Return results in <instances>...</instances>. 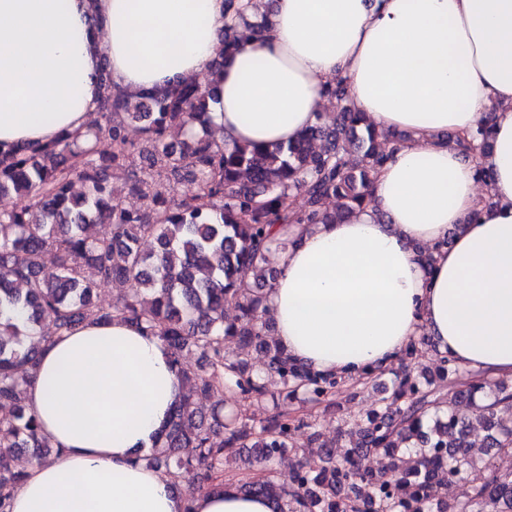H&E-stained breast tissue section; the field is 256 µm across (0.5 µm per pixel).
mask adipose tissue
Listing matches in <instances>:
<instances>
[{
  "label": "adipose tissue",
  "instance_id": "1",
  "mask_svg": "<svg viewBox=\"0 0 512 512\" xmlns=\"http://www.w3.org/2000/svg\"><path fill=\"white\" fill-rule=\"evenodd\" d=\"M223 25L224 0H0V149L86 130L102 69L131 94L209 73ZM210 75L228 146L292 141L339 78L402 137L366 209L273 227L290 244L265 306L288 355L355 380L427 335L457 366L512 378V0H272L267 28ZM481 128L474 163L454 140ZM178 392L163 343L134 325L56 341L27 407L61 453L31 468L12 512H273L232 483L185 499L140 461Z\"/></svg>",
  "mask_w": 512,
  "mask_h": 512
}]
</instances>
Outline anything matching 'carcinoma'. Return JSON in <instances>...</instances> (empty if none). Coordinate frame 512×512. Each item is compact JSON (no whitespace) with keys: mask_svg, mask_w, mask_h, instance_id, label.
Here are the masks:
<instances>
[{"mask_svg":"<svg viewBox=\"0 0 512 512\" xmlns=\"http://www.w3.org/2000/svg\"><path fill=\"white\" fill-rule=\"evenodd\" d=\"M225 12L232 23L221 30L224 57L262 28L236 0H225ZM324 96L336 109L332 123L320 121L286 144L228 148L207 134L210 93L199 85L177 80L129 94L105 77L97 119L86 131L0 151V198H27L19 209L0 210V512H11L29 476L15 464L20 449L31 450L32 467L59 454L26 404L41 351L86 322L115 318L159 337L181 379L172 415L142 456L150 467L167 475L176 469L205 490L221 488L224 449L237 448L248 474L239 491L272 499L275 512H512V471L490 461L475 468L470 440L480 427L486 450L512 456V428L502 423L512 410V384L500 383L493 401L478 403L479 376L438 350L435 377L422 382L404 363L376 408L332 442L321 439L314 420L286 410L258 424L224 411L226 388L258 401L271 379L283 401L301 392L320 403L348 384L290 358L263 306L277 273L270 255L287 245L270 227L334 224L365 208L372 175L387 160L384 145L399 140L356 110L341 84ZM133 126L151 143L147 159L130 139ZM101 140L110 152L99 153ZM459 145L467 156L484 152L489 132ZM351 154L359 156L355 166L344 159ZM118 169L120 189L111 176ZM76 179L85 187L79 195L71 192ZM182 181L194 185L192 194L177 192ZM296 195L304 197L298 208ZM331 198L333 213L324 208ZM99 224L109 233L98 235ZM147 239L155 242L150 252L142 249ZM115 281L129 293L103 308L97 292ZM228 306L237 311L232 318ZM45 324L49 335L40 332ZM231 340L238 349L229 353ZM189 351L198 355L194 369L183 363ZM254 351L264 358L263 376L249 368ZM202 398L211 401L207 412ZM299 431L323 465L312 471L300 462L283 475L274 463L299 450ZM370 453L385 456L383 470L360 469L358 459ZM453 482L462 492L450 502L440 489Z\"/></svg>","mask_w":512,"mask_h":512,"instance_id":"1","label":"carcinoma"}]
</instances>
